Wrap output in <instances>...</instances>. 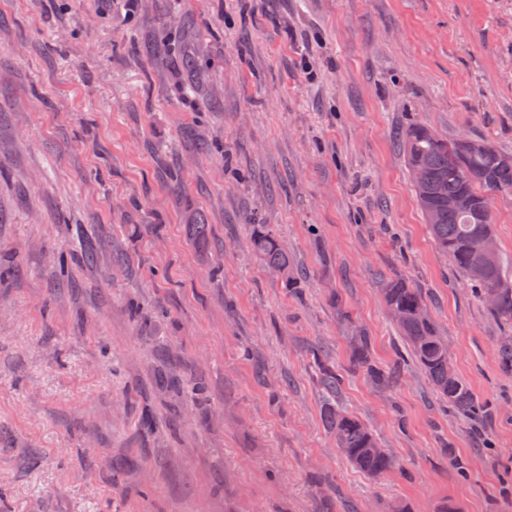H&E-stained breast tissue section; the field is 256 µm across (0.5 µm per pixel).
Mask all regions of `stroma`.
<instances>
[{
  "mask_svg": "<svg viewBox=\"0 0 512 512\" xmlns=\"http://www.w3.org/2000/svg\"><path fill=\"white\" fill-rule=\"evenodd\" d=\"M186 40L190 96L152 53ZM415 122L512 153V0H0V253L19 266L0 279V512H319L326 494L512 512V325L435 247L398 141ZM255 224L301 298L255 259ZM394 276L487 404L486 441L406 351ZM340 304L390 391L350 372ZM314 349L398 470L338 451ZM163 373L205 378L207 406ZM252 227V246L256 256L268 269L280 275L289 293L300 298L302 274L293 265L279 236L267 224H255Z\"/></svg>",
  "mask_w": 512,
  "mask_h": 512,
  "instance_id": "1",
  "label": "stroma"
}]
</instances>
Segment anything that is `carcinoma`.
Listing matches in <instances>:
<instances>
[{"label": "carcinoma", "instance_id": "carcinoma-1", "mask_svg": "<svg viewBox=\"0 0 512 512\" xmlns=\"http://www.w3.org/2000/svg\"><path fill=\"white\" fill-rule=\"evenodd\" d=\"M161 52L179 58L183 68L193 73L189 90L197 92L199 72L188 44L178 48L165 46ZM399 139L411 186L418 189L416 198L437 248L451 259L463 278L477 287L492 315L512 322V278L504 274L500 253L496 251L484 258L476 251L479 239L495 237L488 203L498 194L512 192V154L487 139L442 138L417 122L403 128ZM458 199L464 202L462 207L448 208V202ZM208 228L201 218L186 225L188 237L196 244L205 242ZM252 246L259 260L280 275L288 292L300 297V273L276 232L266 224L253 225ZM381 294L391 319L440 398L448 409L471 423L473 435L484 436L487 407L459 374L448 375V342L438 332L433 318L421 315L428 304L420 291L408 279L395 276L382 281ZM336 309L339 319L351 326V370L378 388L392 387L389 373L372 359L369 334L352 324L341 302H336ZM497 359L503 371L512 373V340L499 341ZM313 367L323 393L321 423L333 437L336 448L353 468L369 477L381 478L393 472L397 468L396 458L381 450L372 429L336 400L343 375L321 352L313 354Z\"/></svg>", "mask_w": 512, "mask_h": 512}]
</instances>
